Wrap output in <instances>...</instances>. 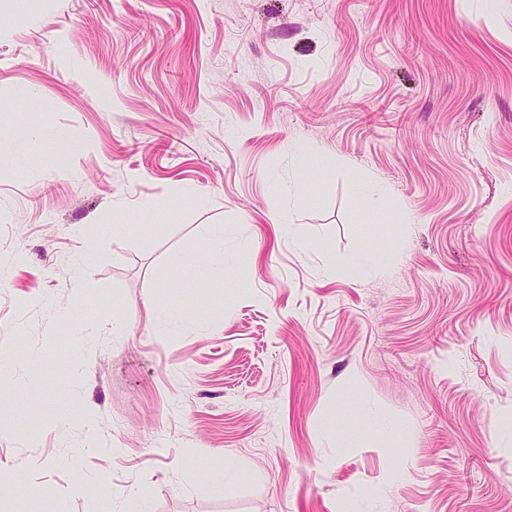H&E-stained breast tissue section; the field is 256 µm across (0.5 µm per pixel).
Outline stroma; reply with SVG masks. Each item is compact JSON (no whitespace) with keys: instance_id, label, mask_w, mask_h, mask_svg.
<instances>
[{"instance_id":"1","label":"stroma","mask_w":512,"mask_h":512,"mask_svg":"<svg viewBox=\"0 0 512 512\" xmlns=\"http://www.w3.org/2000/svg\"><path fill=\"white\" fill-rule=\"evenodd\" d=\"M0 146V512H512V0H0ZM173 264L191 271L197 283L204 288H213L224 277L213 273L207 253L179 254L173 258Z\"/></svg>"}]
</instances>
